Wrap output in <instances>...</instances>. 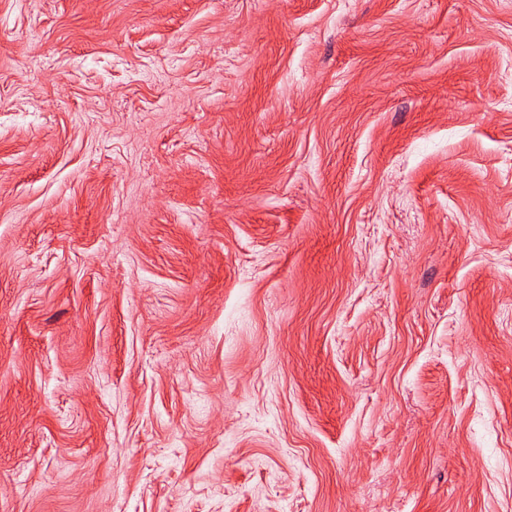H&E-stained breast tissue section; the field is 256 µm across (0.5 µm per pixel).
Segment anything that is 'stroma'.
<instances>
[{"mask_svg": "<svg viewBox=\"0 0 512 512\" xmlns=\"http://www.w3.org/2000/svg\"><path fill=\"white\" fill-rule=\"evenodd\" d=\"M0 512H512V0H0Z\"/></svg>", "mask_w": 512, "mask_h": 512, "instance_id": "1", "label": "stroma"}]
</instances>
